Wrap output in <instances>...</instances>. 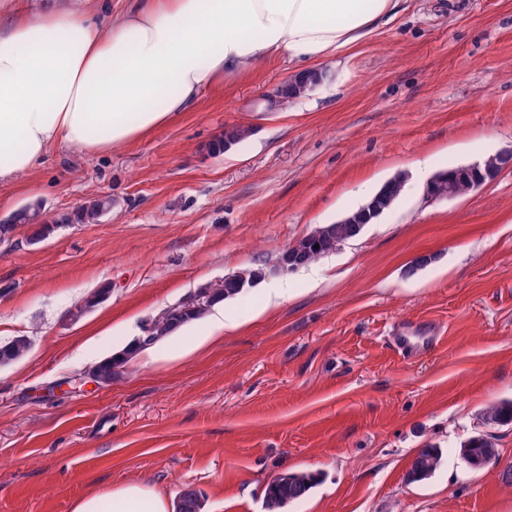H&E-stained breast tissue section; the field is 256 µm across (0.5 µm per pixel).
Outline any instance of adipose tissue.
<instances>
[{"label":"adipose tissue","mask_w":512,"mask_h":512,"mask_svg":"<svg viewBox=\"0 0 512 512\" xmlns=\"http://www.w3.org/2000/svg\"><path fill=\"white\" fill-rule=\"evenodd\" d=\"M402 0H132L108 26L43 0H0V182L55 147L103 153L171 124L202 94L281 56L297 74L344 57ZM71 512H173L144 481L76 500Z\"/></svg>","instance_id":"1"}]
</instances>
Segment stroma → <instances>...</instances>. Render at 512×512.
<instances>
[{"label": "stroma", "instance_id": "1", "mask_svg": "<svg viewBox=\"0 0 512 512\" xmlns=\"http://www.w3.org/2000/svg\"><path fill=\"white\" fill-rule=\"evenodd\" d=\"M306 96L275 109L286 59L204 93L193 111L121 148L59 147L0 185V221L112 199L97 224L0 244V342L28 337L0 368V512H70L103 487L146 481L202 512H264L285 471L319 477L288 512H512V167L433 202L411 164L437 173L512 149V0H406L389 25ZM248 136L223 154L227 127ZM376 223L293 272L281 252L333 224L394 176ZM424 267H416L419 258ZM257 265L224 304L222 342L187 352L207 319L131 358L109 385L76 375L166 310ZM111 291L80 318L75 302ZM281 289L275 306L266 291ZM434 339L399 354L402 328ZM493 437L495 464L461 443ZM436 473L409 477L424 446Z\"/></svg>", "mask_w": 512, "mask_h": 512}]
</instances>
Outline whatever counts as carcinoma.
Here are the masks:
<instances>
[{"instance_id":"1","label":"carcinoma","mask_w":512,"mask_h":512,"mask_svg":"<svg viewBox=\"0 0 512 512\" xmlns=\"http://www.w3.org/2000/svg\"><path fill=\"white\" fill-rule=\"evenodd\" d=\"M321 75L314 72L289 87L291 97L304 95L314 85L320 82ZM248 130L241 127H230L224 131V136L216 139L210 146L213 154L219 155L228 146L247 137ZM453 184L459 194H466L465 174L462 167L441 171L434 176L429 185L435 189L438 185ZM404 179L400 176L387 181L378 194L390 202H395L401 195ZM112 209V199L109 197L94 196L88 198L83 204L70 212L55 216H48L41 212L39 206L28 205L10 215V218L0 223V241L17 225L30 227L29 241L37 243L44 239L58 224H98L104 217V211ZM364 229L362 224H322L306 236L298 239L288 246L287 252L297 257V263L291 269L307 266L325 254L336 251L343 243L358 237ZM266 275L264 267L244 270L224 279V288L215 292L208 302L200 306L195 302H186L171 308L168 319H157L149 327L146 337L136 338L123 350L103 358L93 366L89 373L103 385H110L124 372L127 362L138 351L155 345L164 338L174 334L182 327L200 319L218 300L233 299L241 295L246 289L254 286ZM107 292L103 287L90 296L80 300L75 305L73 316L78 318L99 302V297ZM30 348V342L25 336H17L5 344H0V365H9L24 358ZM488 420L497 424L512 423V402L494 404L488 408ZM463 455L468 458V465L472 468L482 466L484 458L497 452L496 444L487 435L473 436L462 445ZM441 451L435 446H427L413 458L410 476L414 481L430 478L441 463ZM318 478L307 472H284L272 477L264 491L265 512H287L288 506L304 499L315 487ZM201 499L198 493L187 488L180 493L177 503V512H201Z\"/></svg>"}]
</instances>
